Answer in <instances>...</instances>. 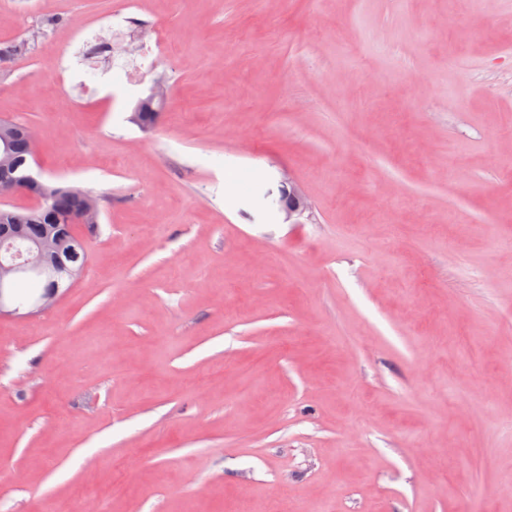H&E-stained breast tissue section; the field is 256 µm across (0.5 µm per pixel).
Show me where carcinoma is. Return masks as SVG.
Returning a JSON list of instances; mask_svg holds the SVG:
<instances>
[{
	"label": "carcinoma",
	"instance_id": "obj_1",
	"mask_svg": "<svg viewBox=\"0 0 512 512\" xmlns=\"http://www.w3.org/2000/svg\"><path fill=\"white\" fill-rule=\"evenodd\" d=\"M5 123L0 120V126ZM6 124L20 131L10 143L13 163L7 172L8 178L28 193H46L48 206L34 214L26 212L23 208H0V225L19 220L23 224V239L26 241L38 239L45 224H55L58 228L66 230L60 262L27 277V281L37 287L36 292L20 296V299L29 302L39 298L50 288L62 289L71 286V283L65 281L67 272L71 268H83L88 260V250L85 241L75 233L68 232L67 227L76 222L86 223L85 207L88 201L98 202L100 198L94 192L81 187L41 182L39 177L32 173L29 164V158L35 148L31 130L18 122L10 121Z\"/></svg>",
	"mask_w": 512,
	"mask_h": 512
}]
</instances>
